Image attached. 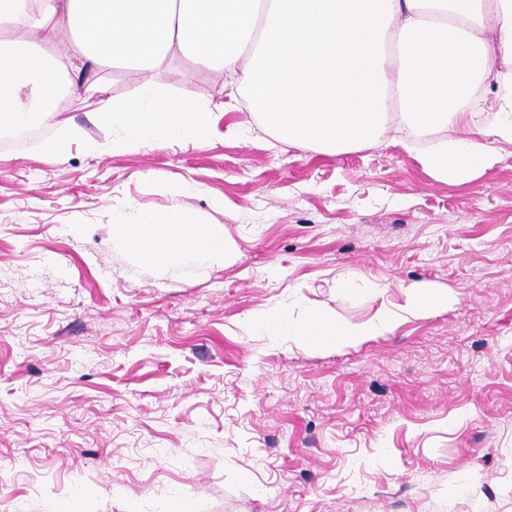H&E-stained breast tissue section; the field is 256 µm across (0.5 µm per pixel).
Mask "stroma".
<instances>
[{
  "instance_id": "1",
  "label": "stroma",
  "mask_w": 512,
  "mask_h": 512,
  "mask_svg": "<svg viewBox=\"0 0 512 512\" xmlns=\"http://www.w3.org/2000/svg\"><path fill=\"white\" fill-rule=\"evenodd\" d=\"M150 78L229 100L182 58ZM100 110L75 87L54 159L55 123L0 140V512H512L511 144L449 184L393 131L326 155L229 107L209 139L121 150ZM173 210L226 261L112 232ZM348 270L382 298H342ZM411 284L458 302L353 345L245 324L283 300L355 324Z\"/></svg>"
}]
</instances>
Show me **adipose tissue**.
Here are the masks:
<instances>
[{"label":"adipose tissue","mask_w":512,"mask_h":512,"mask_svg":"<svg viewBox=\"0 0 512 512\" xmlns=\"http://www.w3.org/2000/svg\"><path fill=\"white\" fill-rule=\"evenodd\" d=\"M182 56L237 73L252 110L279 139L336 154L377 142L390 120L403 144L432 139L424 170L464 183L512 144V0H0V129L58 115L60 82L88 67L119 65L144 75ZM498 85L493 121L479 138L466 129L487 74ZM114 106L115 147L197 141L213 131L200 99L154 91ZM147 261L185 253L223 262V232L178 211L141 214L116 225ZM415 284L404 304L381 305L368 320L339 325L320 310L304 322L278 302L250 319L253 329L310 345L360 344L455 303Z\"/></svg>","instance_id":"1"}]
</instances>
